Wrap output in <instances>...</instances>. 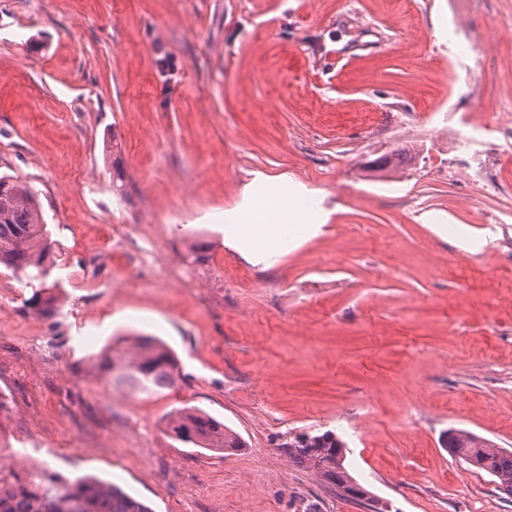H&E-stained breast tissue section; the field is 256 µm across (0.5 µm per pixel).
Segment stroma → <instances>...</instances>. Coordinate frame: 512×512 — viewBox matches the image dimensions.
Here are the masks:
<instances>
[{"instance_id":"1","label":"stroma","mask_w":512,"mask_h":512,"mask_svg":"<svg viewBox=\"0 0 512 512\" xmlns=\"http://www.w3.org/2000/svg\"><path fill=\"white\" fill-rule=\"evenodd\" d=\"M510 19L512 0H0V174L37 193L62 297L34 313L0 269V464L153 512H364L280 446L333 429L391 512H512L444 446L462 428L512 450V179L475 191L512 160L488 129L512 40L482 38ZM256 171L331 211L270 268L212 220ZM106 224L159 262L88 252ZM116 336L166 341L175 385H111L92 357ZM181 407L244 448L168 438Z\"/></svg>"}]
</instances>
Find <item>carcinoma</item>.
<instances>
[{
  "label": "carcinoma",
  "instance_id": "obj_1",
  "mask_svg": "<svg viewBox=\"0 0 512 512\" xmlns=\"http://www.w3.org/2000/svg\"><path fill=\"white\" fill-rule=\"evenodd\" d=\"M50 230L35 195L19 177L0 175V267L32 289L25 300L39 314L54 312L60 296L47 280L54 267ZM176 360L172 350L153 336H137L123 349L99 356V370L118 385L140 393L174 386ZM173 440L209 451L232 452L243 447L241 436L198 408H177L165 417ZM444 446L456 457L495 477L497 490L512 501V451L465 430L448 433ZM288 459L304 466L353 499L367 512H385L370 490L351 493L358 480L346 463V443L335 432L302 433L280 444ZM0 512H151L118 485L92 476L69 480L46 470L20 472L0 466Z\"/></svg>",
  "mask_w": 512,
  "mask_h": 512
}]
</instances>
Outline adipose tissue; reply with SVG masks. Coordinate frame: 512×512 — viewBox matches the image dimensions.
I'll use <instances>...</instances> for the list:
<instances>
[{
    "label": "adipose tissue",
    "mask_w": 512,
    "mask_h": 512,
    "mask_svg": "<svg viewBox=\"0 0 512 512\" xmlns=\"http://www.w3.org/2000/svg\"><path fill=\"white\" fill-rule=\"evenodd\" d=\"M308 192L287 177L256 173L224 220V243L254 264L273 266L297 240L315 238L321 215L307 204Z\"/></svg>",
    "instance_id": "ef3b65f1"
}]
</instances>
